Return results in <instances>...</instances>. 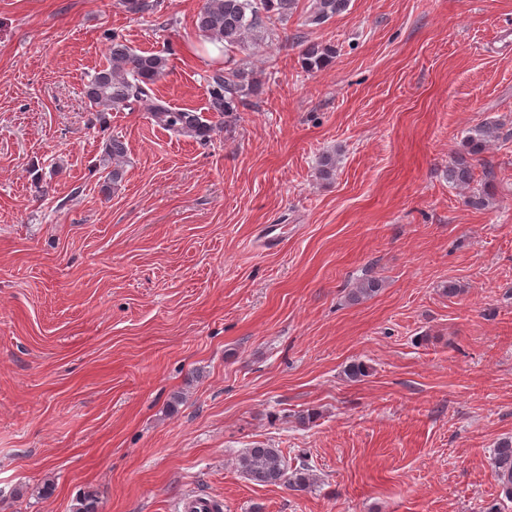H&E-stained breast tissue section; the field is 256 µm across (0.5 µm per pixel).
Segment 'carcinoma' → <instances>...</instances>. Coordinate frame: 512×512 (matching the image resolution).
Returning a JSON list of instances; mask_svg holds the SVG:
<instances>
[{"instance_id": "1", "label": "carcinoma", "mask_w": 512, "mask_h": 512, "mask_svg": "<svg viewBox=\"0 0 512 512\" xmlns=\"http://www.w3.org/2000/svg\"><path fill=\"white\" fill-rule=\"evenodd\" d=\"M348 0H312L306 11L304 25L319 27L347 6ZM298 0H203L196 14L197 30L206 38L224 45V52L244 48L258 33L271 32L276 24L288 21L297 8ZM335 50L330 46L308 44L301 54V66L308 72H318L331 61ZM169 59L158 53L138 52L114 37L109 47L107 65L95 71L85 86L90 109L105 118V113L131 109L137 104L147 106L154 121L178 136H193L207 140L211 128L202 117L189 109L171 106L156 94L157 83L166 75ZM247 73L240 69H216L208 76L209 110L222 115L236 112L246 105L249 85ZM497 126L486 122L469 129L464 139L465 154L448 165V183L467 188L475 181L470 159L481 155ZM127 154L125 143L111 137L106 141L103 165L112 166L107 183L115 185L123 178V163ZM492 464L497 472L502 493L512 500V438L497 443L492 451ZM241 471L260 485L283 484L295 491L311 485L307 459L288 471L281 451L270 447L246 449L238 459Z\"/></svg>"}]
</instances>
